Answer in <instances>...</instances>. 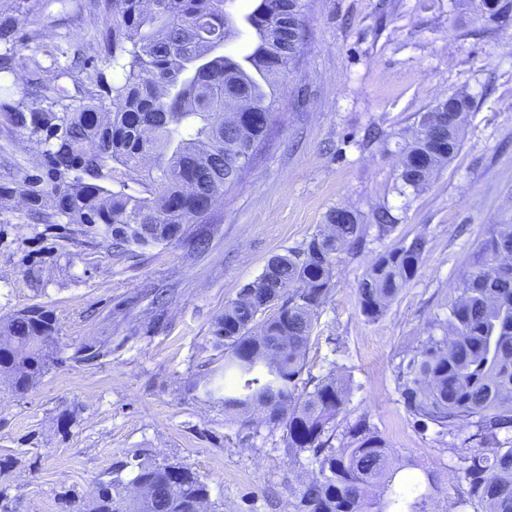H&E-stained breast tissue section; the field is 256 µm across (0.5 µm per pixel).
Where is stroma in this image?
Here are the masks:
<instances>
[{
    "label": "stroma",
    "instance_id": "1",
    "mask_svg": "<svg viewBox=\"0 0 512 512\" xmlns=\"http://www.w3.org/2000/svg\"><path fill=\"white\" fill-rule=\"evenodd\" d=\"M499 2L496 12L479 0H308L303 52L275 86L270 143L214 204L219 230L206 250L109 255L65 241L64 227L29 223L20 197L0 200V317L45 306L67 355L112 342L109 356L53 367L25 395L0 384V459L16 460L0 472L11 512H60L64 492L82 506L98 478L136 453L195 470L209 486L207 512H294L290 487L311 468L287 456L282 429L256 412L226 413L189 386L219 362L214 318L336 208L358 216L364 243L336 261L304 374L348 379L339 428L365 418L402 472L435 475L426 512H450L466 487L468 449L416 424L398 366L439 335L478 239L512 224V0ZM37 12L39 38L0 43L12 59L0 74L10 99L26 97L31 70L52 78L64 52L90 60L63 79L67 89L97 94L115 81L97 55V8L77 15L68 0H38ZM452 95L471 102L458 156L423 192H401L402 151L421 114ZM40 163L36 146L0 131V183L19 182ZM381 207L395 219L386 233L373 219ZM417 236L427 242L417 275L369 320L357 300L361 279L379 254ZM158 289L168 297L161 309L150 304Z\"/></svg>",
    "mask_w": 512,
    "mask_h": 512
}]
</instances>
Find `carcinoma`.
Masks as SVG:
<instances>
[{"mask_svg": "<svg viewBox=\"0 0 512 512\" xmlns=\"http://www.w3.org/2000/svg\"><path fill=\"white\" fill-rule=\"evenodd\" d=\"M226 0H104L98 48L118 75L104 94L64 103L57 80H33L35 102L0 100V127L39 148L42 163L16 187L37 224L73 226V240L106 252L133 253L188 240L209 245L211 210L233 188L265 144L275 111L277 77L290 72L301 52L296 15L304 0H258L243 16L254 34L240 57L224 52L240 29L224 12ZM14 17L0 18V41L18 39ZM438 114L436 134L420 125L405 150L398 179L424 189L461 148L460 127ZM232 118L240 135H226ZM141 183L139 195L108 185L115 172ZM326 224L303 247L271 258L211 324L223 363L196 379L191 390L227 412L261 411L264 423L284 429L294 457L307 454L313 477L296 489V512H425L436 489L423 481H398L385 442L362 418L348 424L347 444L337 448L336 418L348 384L333 373L303 379L313 320L334 286L339 254L362 242L357 215ZM426 241L380 254L357 289L362 313L383 315L416 276ZM482 260L464 276L442 338L421 342L400 364L402 394L421 428L475 442L463 457L466 489L453 512H512V224H498L479 242ZM276 307L270 318L265 312ZM56 319L40 305L0 319V377L16 395L36 387L62 361ZM112 353V341L82 344L69 356L83 363ZM312 390H307V386ZM147 490L142 499L123 494L121 473ZM208 485L190 467L161 464L140 455L96 481L76 512H198Z\"/></svg>", "mask_w": 512, "mask_h": 512, "instance_id": "1", "label": "carcinoma"}]
</instances>
